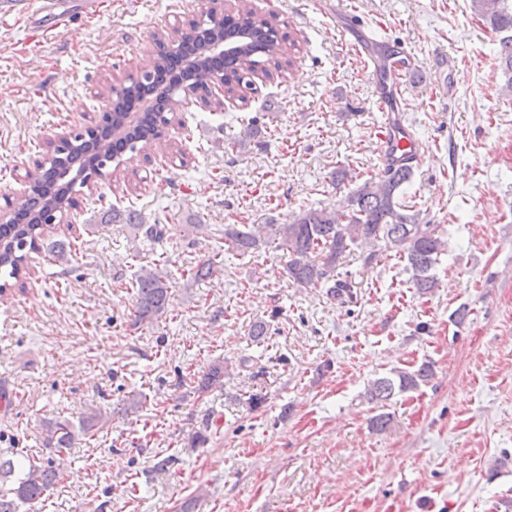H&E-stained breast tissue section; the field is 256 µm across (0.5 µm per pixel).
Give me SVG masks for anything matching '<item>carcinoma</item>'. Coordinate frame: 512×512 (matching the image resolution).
<instances>
[{
	"mask_svg": "<svg viewBox=\"0 0 512 512\" xmlns=\"http://www.w3.org/2000/svg\"><path fill=\"white\" fill-rule=\"evenodd\" d=\"M474 12L497 33L506 36L500 39V56L504 70L512 74V0H472ZM252 27L267 28L270 33L277 30V22L257 15L248 0H238L237 14L224 17V31L217 34L206 26L197 24L182 35L181 49L194 50L200 62V70L189 72L185 78L173 80L169 87L205 82L208 75L224 76V83L233 86L245 98V92L254 85V74L262 71L267 78L273 74L261 68L255 61L243 68L235 58L224 56V66L218 68L209 60L208 47L217 37L236 39L240 30ZM295 42L286 35L269 36V33L244 42L245 54L260 52L269 59L291 54ZM171 55L158 57L152 81L131 86L126 96H135L152 86L167 72ZM171 121L165 112H149L143 115L139 126L131 135L118 144L111 139L110 126L106 125L82 142L83 134L74 136L72 146L65 155L70 175L63 177L61 164L50 161L40 168L34 178L32 195L15 210L7 224H0V270L8 280L0 284V294L9 288V280L19 279L24 273L26 248L38 249L44 230L56 218L63 207L75 204L71 197L75 184H84L86 173L97 171L119 157L125 150H134L140 143L158 140L162 128ZM413 155L405 153L400 159L384 165L376 177L365 180L350 192L345 204L336 207H310L290 223L269 225L271 234L282 241L288 260L285 272L288 279L299 288L328 286L334 297L353 299V285L348 279L337 277L339 261L353 246H383L392 249L407 260L412 271L413 287L422 295L437 286L431 270L445 251V242L435 235L431 224L420 222L419 214L404 202L403 186L412 176ZM260 241V229L248 224L224 225V243L228 250L245 255L256 249ZM223 263L217 252L201 260L191 269V276L198 280L211 277ZM169 284L162 270L144 269L136 279L134 324L149 323L163 316L166 310ZM433 376L427 364L413 372L397 371L394 376L381 377L372 382L367 390L370 400L383 404L395 391L413 390L428 382ZM224 365L213 364L203 374L200 388L205 390L223 384ZM75 433L68 423H58L48 439V445L63 454L71 449ZM61 475L60 465L55 460L44 465H32L14 486L0 490V512H17L18 503H33L41 500Z\"/></svg>",
	"mask_w": 512,
	"mask_h": 512,
	"instance_id": "obj_1",
	"label": "carcinoma"
}]
</instances>
